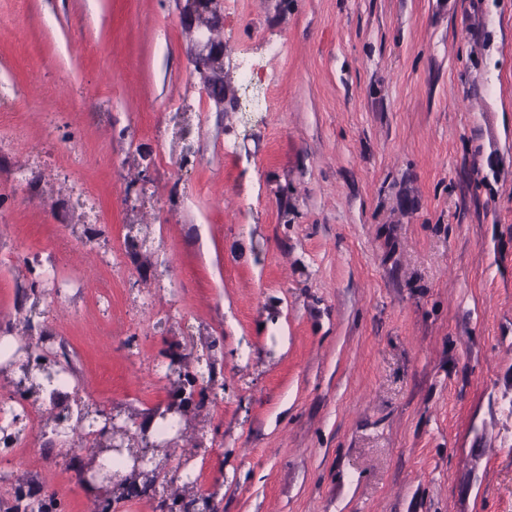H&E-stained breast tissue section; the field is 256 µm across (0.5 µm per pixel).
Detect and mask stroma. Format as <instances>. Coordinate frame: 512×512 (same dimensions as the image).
I'll use <instances>...</instances> for the list:
<instances>
[{
    "label": "stroma",
    "instance_id": "stroma-1",
    "mask_svg": "<svg viewBox=\"0 0 512 512\" xmlns=\"http://www.w3.org/2000/svg\"><path fill=\"white\" fill-rule=\"evenodd\" d=\"M222 9L264 110L202 94L178 0H0V403L46 330L67 397L130 419L213 340V453L154 455L219 512H512V0ZM0 475L58 512L100 479L32 433Z\"/></svg>",
    "mask_w": 512,
    "mask_h": 512
}]
</instances>
